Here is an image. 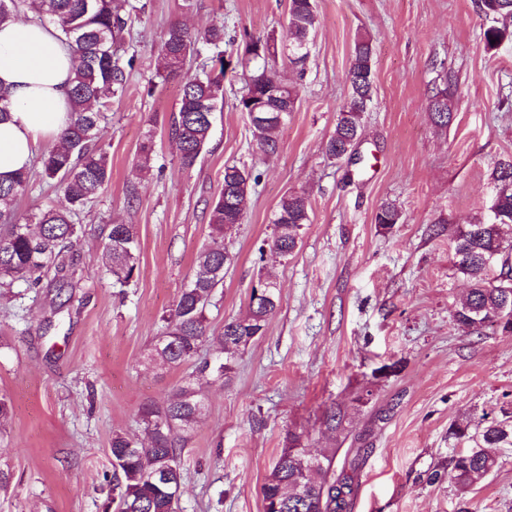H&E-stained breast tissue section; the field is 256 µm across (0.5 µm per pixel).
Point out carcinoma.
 Returning <instances> with one entry per match:
<instances>
[{
    "label": "carcinoma",
    "mask_w": 512,
    "mask_h": 512,
    "mask_svg": "<svg viewBox=\"0 0 512 512\" xmlns=\"http://www.w3.org/2000/svg\"><path fill=\"white\" fill-rule=\"evenodd\" d=\"M480 14L487 22L483 38L488 47L511 35L512 0H478ZM31 11L39 22L49 21L63 35L77 65L70 80L71 121L36 160L37 168L0 180V288L17 282L40 281L41 274L54 268L65 277L73 264L68 249L77 236L73 217L95 199L109 183L112 164L108 154L96 146L103 112L112 98L123 92L127 67L117 56L121 37L128 26L129 14L121 0H0V24ZM317 24L314 0H289L286 42L289 63L303 74L309 56L304 42ZM215 49L212 66L204 77L181 82L178 112L169 135L179 150L181 165H196L207 146L213 115L224 101L227 74L224 52V24L214 23L196 33L180 22H172L163 33L156 57V76L162 81L181 78L189 57L198 43ZM240 42L244 55L254 64L245 80V90L238 99L239 111H248V103L264 94L265 86L279 81V98L274 106L295 104L299 89L286 82L275 68L277 46L272 37H255L243 31ZM373 47L369 40L355 43L347 71L351 95L337 116L333 134L325 145V154L338 159L339 146L361 135L362 114L373 96ZM260 151L276 153L282 123L273 119L250 120ZM152 136L139 147L138 167L151 168L154 153ZM53 181L67 206L47 207L35 215V224L13 222L16 202L24 195L33 176ZM491 178L497 192L490 205L478 212L468 224L460 225L453 235L454 267L469 283V291L455 310V320L475 331L494 323L506 300L512 301V160L495 163ZM244 168L224 167V186L209 206V227L213 239L241 223L250 182H258ZM310 199L305 194L284 196L274 213L272 248L292 254L300 231L309 221ZM401 219L391 203L382 204L375 223L389 228ZM138 238L132 224L111 226L106 245L105 265L118 283L131 281L138 268ZM495 254L501 265L500 278L489 277L486 257ZM232 258L221 246H207L195 258L196 275L181 290L169 315L163 318L164 330L154 337L147 360L154 364L178 367L193 361L207 345L211 357L198 362L184 377L174 393L160 404L143 408L141 420L148 435L142 443L121 431L112 434L110 458L112 475L104 476L112 496L114 512H177L183 472L181 452L183 433L194 428L206 412L203 385L226 377L234 369L237 355L256 337L263 335L276 303L251 291L246 312L224 322L216 334L208 330V298L224 277L215 272L231 264ZM455 439L471 442L468 449L453 458V470L459 489L467 491L482 483L497 466L492 448L512 447V415H504L473 435L468 426L455 425L450 430ZM301 436L290 434L262 486L265 512H348L353 494L352 480L338 477L334 461L312 458L300 448Z\"/></svg>",
    "instance_id": "obj_1"
}]
</instances>
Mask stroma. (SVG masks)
<instances>
[{
  "label": "stroma",
  "instance_id": "35a3bbf8",
  "mask_svg": "<svg viewBox=\"0 0 512 512\" xmlns=\"http://www.w3.org/2000/svg\"><path fill=\"white\" fill-rule=\"evenodd\" d=\"M130 32L119 56L134 59L122 95L104 112L97 144L112 177L77 216L82 230L65 280L0 291V396L11 419L0 432V468L12 476L0 512H104L103 474L113 431L141 439L140 411L170 396L190 366L146 362L149 344L209 241V205L224 167L259 174L241 224L224 237L233 258L210 296L212 331L242 315L252 287L270 277L278 302L265 332L227 378L204 389L206 414L182 452L179 512H263L262 486L288 434L354 478L350 512H512V448L496 470L461 492L451 460L467 447L451 424L512 412V333L473 332L454 311L468 287L453 266L452 235L488 205L495 163L512 156V40L487 48L476 0H316L300 100L262 154L247 113L245 81L224 82L209 143L182 167L169 137L179 84L155 75L160 36L180 20L284 37L288 0H128ZM374 46V92L351 163L323 145L349 99L354 44ZM447 90L454 114L434 126L430 96ZM153 133L150 170L136 164ZM307 194L310 219L295 252L263 250L280 199ZM394 203L399 224H375ZM33 178L17 206L21 223L64 206ZM135 225L138 273L116 284L105 266L111 225ZM340 408L339 429L324 413ZM439 473L431 481V473Z\"/></svg>",
  "mask_w": 512,
  "mask_h": 512
}]
</instances>
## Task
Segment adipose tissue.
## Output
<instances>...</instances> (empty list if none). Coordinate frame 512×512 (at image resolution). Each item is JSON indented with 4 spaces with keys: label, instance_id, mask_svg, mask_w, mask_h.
I'll return each instance as SVG.
<instances>
[{
    "label": "adipose tissue",
    "instance_id": "obj_1",
    "mask_svg": "<svg viewBox=\"0 0 512 512\" xmlns=\"http://www.w3.org/2000/svg\"><path fill=\"white\" fill-rule=\"evenodd\" d=\"M76 60L53 25L0 24V87L10 93L0 121V179L29 169L44 139L70 120L68 90Z\"/></svg>",
    "mask_w": 512,
    "mask_h": 512
}]
</instances>
